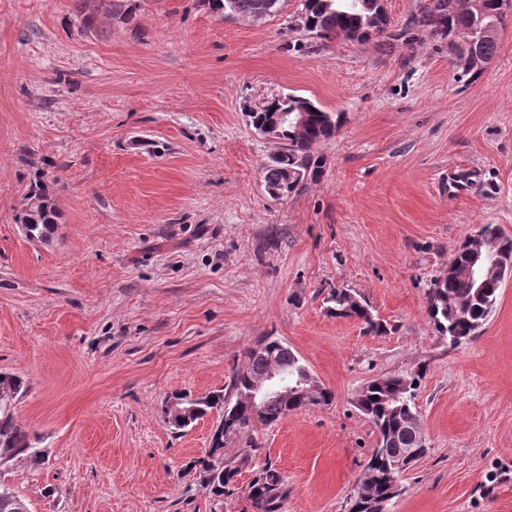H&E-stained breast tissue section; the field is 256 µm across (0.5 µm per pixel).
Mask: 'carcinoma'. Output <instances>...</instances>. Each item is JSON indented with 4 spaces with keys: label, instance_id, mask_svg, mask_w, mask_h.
<instances>
[{
    "label": "carcinoma",
    "instance_id": "1",
    "mask_svg": "<svg viewBox=\"0 0 512 512\" xmlns=\"http://www.w3.org/2000/svg\"><path fill=\"white\" fill-rule=\"evenodd\" d=\"M75 10L81 16L82 29L92 32L98 17L104 15L121 22L133 18L137 0H73ZM287 0H198L209 11L224 18L230 15L253 17L261 10L271 16L285 9ZM465 0H425L420 13L413 14L400 26L390 22L380 0H301L300 8L289 15L288 31L303 33L312 39L330 42L336 38L368 42L383 40V45L403 41L410 44L416 40L417 31L426 28L433 36L448 40V61L454 81L465 89L477 82L483 71L477 69L482 63H490L496 57L499 39H481L477 36L479 21L464 5ZM484 22L494 23L503 29L512 11V0H482ZM285 110L303 112L307 116L304 129L297 131L291 125L279 128L278 150L268 156L264 163V182L267 193L273 198H287L300 193L307 182L315 181L322 174L323 161L311 147L331 140L342 123V113L327 112L309 99L298 95H287L270 102L263 112L249 114L252 126L261 128L272 120L277 112ZM58 211L51 198L47 183L40 181L32 186L25 208L18 221L27 225V236L45 241L53 234ZM490 256L500 270H512V238L504 235L493 225L483 226L477 240L468 237L457 247L448 271L430 282L428 289V316L439 336L457 346L475 336L484 325L497 301L503 276L471 278L467 268L474 250ZM327 310L338 316L358 320L365 332L381 335L387 328L377 320L364 298L348 289H334L326 298ZM267 347L280 353L284 365L295 368L302 364L300 358L282 342L269 336L262 339ZM248 366L238 371L230 380L227 391L219 390L193 400L186 394L174 396L195 406V419H200L211 410L221 417H229L236 436L267 427L287 418L306 405L303 396L295 395L283 401L272 399L265 407L259 421L251 418L247 393L252 379L266 369L264 357L256 349L248 352ZM422 373L410 377L387 376L372 380L365 385V393L359 410L373 422L377 432V447L368 460L364 476L350 496L349 512H369L370 504L389 496L390 484L387 465L404 448L414 444L418 438L419 420L416 398ZM26 386L22 378L0 373V467L18 463L29 469L40 467L47 458V450L35 446L25 429L15 417V402L22 397ZM222 462L205 488L217 504L234 494L235 477L240 472L241 462L235 456H224V441L213 433L207 457L199 460L202 470H208L210 460ZM281 477L271 465L248 486V498L256 512H279L283 493L280 492ZM0 512H26L24 503L10 486L0 482Z\"/></svg>",
    "mask_w": 512,
    "mask_h": 512
}]
</instances>
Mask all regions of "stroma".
<instances>
[{"mask_svg": "<svg viewBox=\"0 0 512 512\" xmlns=\"http://www.w3.org/2000/svg\"><path fill=\"white\" fill-rule=\"evenodd\" d=\"M299 2L255 20L139 0L85 33L72 0H0V372L48 451L0 480L28 512H254L267 464L279 512H348L377 445L355 396L416 372L428 452L389 512H512V274L472 340L427 317L467 235L512 237V22L463 91L447 41L321 44L288 32ZM288 93L344 118L320 180L275 199L247 114ZM463 170L479 187H451ZM38 179L60 214L45 241L16 221ZM333 288L388 333L330 315ZM268 335L334 399L257 430L258 451L229 440L250 463L219 507L194 465L219 413L180 430L162 408L226 388ZM278 472L267 464L263 473L252 480L248 486V498L256 512H278L283 493Z\"/></svg>", "mask_w": 512, "mask_h": 512, "instance_id": "1", "label": "stroma"}]
</instances>
